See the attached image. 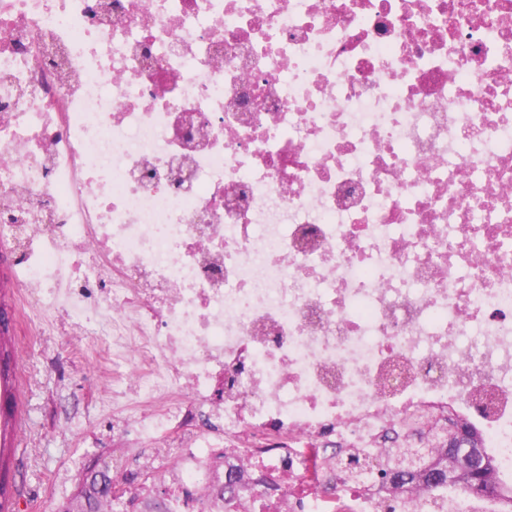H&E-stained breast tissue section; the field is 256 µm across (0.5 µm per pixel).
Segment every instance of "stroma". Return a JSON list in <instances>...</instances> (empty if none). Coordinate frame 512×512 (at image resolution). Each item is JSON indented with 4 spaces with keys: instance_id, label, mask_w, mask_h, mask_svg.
<instances>
[{
    "instance_id": "obj_1",
    "label": "stroma",
    "mask_w": 512,
    "mask_h": 512,
    "mask_svg": "<svg viewBox=\"0 0 512 512\" xmlns=\"http://www.w3.org/2000/svg\"><path fill=\"white\" fill-rule=\"evenodd\" d=\"M12 338L19 353L8 389L17 411L16 503L20 512H57L97 453L89 437L112 450L122 444L116 413L100 403L112 377L88 354L90 337L64 318L43 336L16 318Z\"/></svg>"
}]
</instances>
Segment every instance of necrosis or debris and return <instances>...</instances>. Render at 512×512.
<instances>
[{"mask_svg":"<svg viewBox=\"0 0 512 512\" xmlns=\"http://www.w3.org/2000/svg\"><path fill=\"white\" fill-rule=\"evenodd\" d=\"M16 237L26 320L125 370L168 512H382L333 462L422 413L512 475V0H0Z\"/></svg>","mask_w":512,"mask_h":512,"instance_id":"1","label":"necrosis or debris"}]
</instances>
